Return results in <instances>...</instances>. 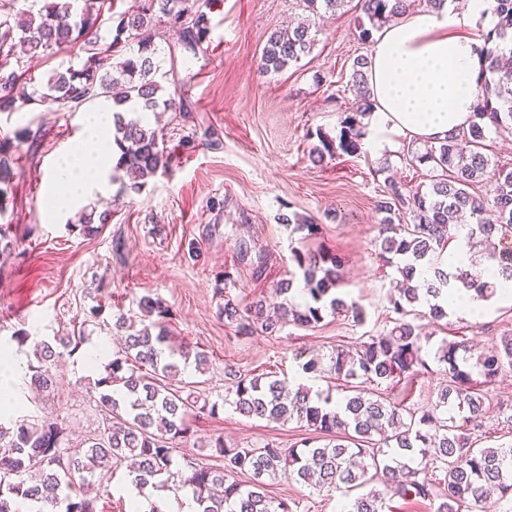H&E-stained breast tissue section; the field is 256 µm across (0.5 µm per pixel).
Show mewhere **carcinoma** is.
I'll use <instances>...</instances> for the list:
<instances>
[{
    "mask_svg": "<svg viewBox=\"0 0 512 512\" xmlns=\"http://www.w3.org/2000/svg\"><path fill=\"white\" fill-rule=\"evenodd\" d=\"M350 0H302L312 15L336 13ZM0 0V112H18L34 104L52 102L73 111L103 100L112 108V137L120 148L117 167L127 181L122 189L140 192L148 179L169 168L172 155L163 135L151 128L144 114L160 107L181 111L172 97L161 95L156 47L141 32L163 26L194 51L207 41L210 21L203 11L191 12L185 0H134L120 13L112 39L100 35L102 8L112 0ZM414 0H357L358 38L368 42L390 18L413 6ZM498 22L486 36L484 50L490 78L481 87L476 112L468 128L421 149L406 148L402 158L424 169L430 185L412 186L384 181L375 209L380 257L402 277L403 287L389 298L397 315L393 327L356 342L354 349L336 347L327 356H313L299 364L302 373L327 383L315 391L299 383L293 389L277 373L233 374L234 390L221 401L184 392L178 377L194 369L206 373L208 356L183 341L173 342L169 323L173 313L162 300L139 298L141 328L127 314L113 315V327L127 331L124 347L106 367L93 392L111 421L103 433L83 448L71 447L63 423L50 419H22L0 425V512H96L103 489L100 479L112 464L129 459L130 484L146 488L190 490L198 512H293L288 499L269 494L282 474L319 492L341 494L340 512H392L388 502L431 500L434 512H474L490 495L512 502V443L476 447L465 424L481 427L491 412L479 389L512 370V336H504L484 352L465 339L441 340L434 358L443 380L430 407L421 412L396 402L387 391L401 381L430 373L427 346L418 319L440 321L448 316L444 302L461 289L489 300L512 284V169L485 153L490 131L512 132V66L500 65L512 53V0H494ZM82 43L81 64L60 63L41 88L33 86L29 62L53 57ZM316 45L312 24L271 34L262 50L261 68L281 72L309 55ZM370 61L353 59L344 89L358 99L355 114L345 121L339 143L322 136L314 161L341 150H362L363 126L357 117L372 107L366 69ZM17 158L11 138L0 139V216L12 190ZM483 184V196L473 193ZM112 220L109 208L83 212L77 223L92 235ZM463 238L481 261L468 267L445 262L451 242ZM239 260L259 279L269 255L253 251L238 239ZM296 271L278 281L268 299L243 303L224 296L219 314L239 336L276 333L286 321L316 328L325 316L364 320L363 309L340 291L345 258L319 247L293 252ZM19 345L33 344L38 365L30 385L46 392L54 388L57 362L78 350L82 336L31 338L14 333ZM245 417L294 421L320 434L315 441L285 448L274 440L240 446L221 437L209 442L220 458L217 467L173 457V445L194 436L192 422L214 415L224 406ZM462 416L463 424L455 415Z\"/></svg>",
    "mask_w": 512,
    "mask_h": 512,
    "instance_id": "carcinoma-1",
    "label": "carcinoma"
}]
</instances>
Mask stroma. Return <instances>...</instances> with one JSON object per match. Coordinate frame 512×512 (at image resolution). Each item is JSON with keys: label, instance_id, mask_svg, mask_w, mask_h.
<instances>
[{"label": "stroma", "instance_id": "35a3bbf8", "mask_svg": "<svg viewBox=\"0 0 512 512\" xmlns=\"http://www.w3.org/2000/svg\"><path fill=\"white\" fill-rule=\"evenodd\" d=\"M208 16L210 37L194 54L168 29H153L157 60L167 74L165 91L187 116L162 115L172 165L142 193L123 192L108 181L81 201L87 210L112 205L111 223L94 235L70 229L73 211L49 213L45 197L58 163L84 138L96 104L0 113V137L18 127L32 133L13 145L20 167L0 219L11 226V250L0 255V356L32 360L30 347L12 341L14 332L51 336L75 320L89 341L118 350L113 330L85 319L94 288L107 289L117 308L134 317L141 295L168 305L175 331L209 357L197 390L211 399L226 394L230 372L275 371L294 385L299 355L326 354L391 328L387 297L395 270L375 244L381 215L374 202L384 186L375 170L390 163L395 177L415 185L425 182V173L401 164L392 150L340 154L320 163L312 156L320 136L338 138L354 111L353 98L334 99L332 85L370 50L358 39L355 7L318 19L312 53L279 73L261 71V52L273 31L307 19L300 0H215ZM295 215L314 217L321 227L318 244L345 257L342 291L362 306L365 320L358 325L328 316L315 328L288 325L271 336H236L218 308L225 297L269 291L292 270L291 250L301 238L288 223ZM240 237L270 253L264 278L255 279L248 265L238 263L234 242ZM228 274L236 288L225 289ZM425 330L437 342L463 337L488 348L512 335V299L494 297L476 315L449 312L445 322L426 324ZM54 374L49 394L31 389L27 376L16 378L13 404L0 413V422L56 417L76 445L103 426L89 388L105 370L88 367L79 350L59 362ZM193 428L194 439L176 445L175 459L216 464L204 442L217 436L243 445L274 438L288 446L306 435L296 423L249 419L229 407ZM270 491L296 501L294 512H339L336 492H313L285 478Z\"/></svg>", "mask_w": 512, "mask_h": 512}]
</instances>
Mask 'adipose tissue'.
Returning <instances> with one entry per match:
<instances>
[{"label": "adipose tissue", "instance_id": "ef3b65f1", "mask_svg": "<svg viewBox=\"0 0 512 512\" xmlns=\"http://www.w3.org/2000/svg\"><path fill=\"white\" fill-rule=\"evenodd\" d=\"M490 0L415 9L376 35L370 50L372 108L364 146L378 151L401 140L432 141L468 126L484 80L482 49L495 19ZM112 113H97L73 157L64 159L53 184L51 208L80 200L102 178L100 160L117 159Z\"/></svg>", "mask_w": 512, "mask_h": 512}]
</instances>
